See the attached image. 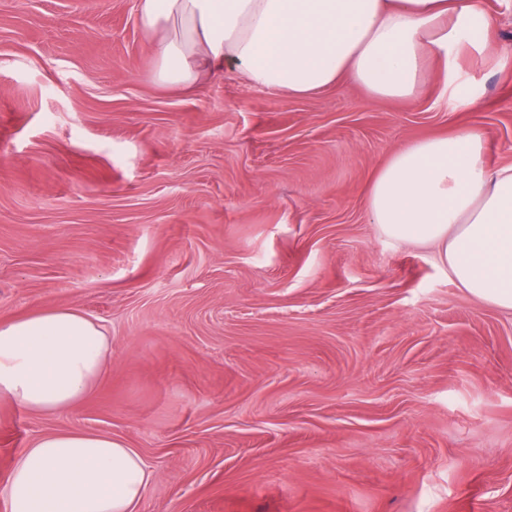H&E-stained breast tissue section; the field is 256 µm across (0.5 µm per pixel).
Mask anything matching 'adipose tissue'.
I'll use <instances>...</instances> for the list:
<instances>
[{"label":"adipose tissue","mask_w":512,"mask_h":512,"mask_svg":"<svg viewBox=\"0 0 512 512\" xmlns=\"http://www.w3.org/2000/svg\"><path fill=\"white\" fill-rule=\"evenodd\" d=\"M159 38L153 75L189 87L231 66L260 90L312 95L345 81L374 98L414 99L429 59L452 58L459 34L497 67L484 0H137ZM477 129L411 142L377 169L367 211L390 239L436 249L472 298L512 310V166L484 160ZM104 328L74 308L0 323V398L54 414L94 388L110 353ZM151 472L111 436L38 437L17 458L0 496L9 512H136Z\"/></svg>","instance_id":"ef3b65f1"}]
</instances>
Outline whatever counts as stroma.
<instances>
[{
	"instance_id": "35a3bbf8",
	"label": "stroma",
	"mask_w": 512,
	"mask_h": 512,
	"mask_svg": "<svg viewBox=\"0 0 512 512\" xmlns=\"http://www.w3.org/2000/svg\"><path fill=\"white\" fill-rule=\"evenodd\" d=\"M137 0H0V321L59 307L112 356L53 415L0 400V484L44 434L135 448L138 512H512V311L365 189L476 127L512 165V71L457 60L416 99L307 97L235 69L155 81Z\"/></svg>"
}]
</instances>
